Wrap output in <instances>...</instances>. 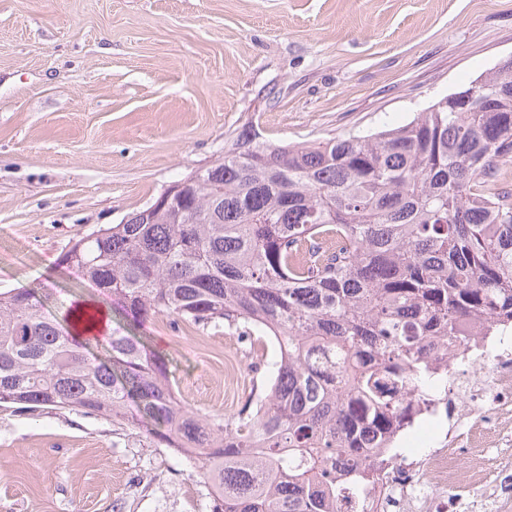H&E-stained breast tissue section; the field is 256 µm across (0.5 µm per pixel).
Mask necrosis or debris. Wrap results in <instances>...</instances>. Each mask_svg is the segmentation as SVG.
I'll return each mask as SVG.
<instances>
[{
  "label": "necrosis or debris",
  "mask_w": 512,
  "mask_h": 512,
  "mask_svg": "<svg viewBox=\"0 0 512 512\" xmlns=\"http://www.w3.org/2000/svg\"><path fill=\"white\" fill-rule=\"evenodd\" d=\"M447 366L426 412L440 435L416 454L376 449V468L355 501V512H512V327L481 337L456 360L434 349Z\"/></svg>",
  "instance_id": "4bbe7bcc"
}]
</instances>
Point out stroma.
<instances>
[{"label": "stroma", "instance_id": "obj_1", "mask_svg": "<svg viewBox=\"0 0 512 512\" xmlns=\"http://www.w3.org/2000/svg\"><path fill=\"white\" fill-rule=\"evenodd\" d=\"M512 58V0H0V290L63 319L101 301L57 259L209 167L244 126L275 144L409 121ZM189 409L226 414L249 342L139 331ZM0 512H211L195 469L102 417L0 409Z\"/></svg>", "mask_w": 512, "mask_h": 512}]
</instances>
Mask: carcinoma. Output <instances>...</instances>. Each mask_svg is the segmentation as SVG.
Listing matches in <instances>:
<instances>
[{
	"label": "carcinoma",
	"mask_w": 512,
	"mask_h": 512,
	"mask_svg": "<svg viewBox=\"0 0 512 512\" xmlns=\"http://www.w3.org/2000/svg\"><path fill=\"white\" fill-rule=\"evenodd\" d=\"M512 61L455 111L443 100L367 135L277 146L245 128L193 189L71 243L59 266L129 327L105 356L0 291V407L109 418L198 466L212 512H343L370 449L448 380L435 342L512 323ZM156 314L275 340L263 390L232 414L178 399L131 331ZM346 456L341 475L325 462Z\"/></svg>",
	"instance_id": "cac0c4a2"
}]
</instances>
